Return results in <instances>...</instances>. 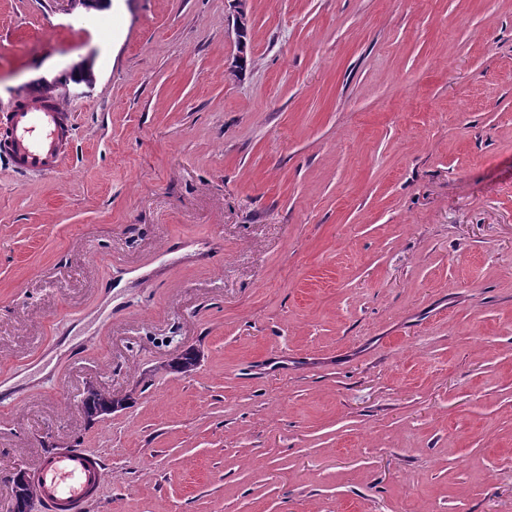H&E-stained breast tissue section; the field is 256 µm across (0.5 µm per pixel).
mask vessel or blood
<instances>
[{
	"instance_id": "obj_1",
	"label": "vessel or blood",
	"mask_w": 512,
	"mask_h": 512,
	"mask_svg": "<svg viewBox=\"0 0 512 512\" xmlns=\"http://www.w3.org/2000/svg\"><path fill=\"white\" fill-rule=\"evenodd\" d=\"M71 109L53 97H36L0 122V148L25 173L52 174L65 166L72 139ZM105 474L101 456L81 448L44 456L33 471L47 512H84Z\"/></svg>"
}]
</instances>
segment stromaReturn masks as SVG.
Here are the masks:
<instances>
[{"label": "stroma", "instance_id": "obj_1", "mask_svg": "<svg viewBox=\"0 0 512 512\" xmlns=\"http://www.w3.org/2000/svg\"><path fill=\"white\" fill-rule=\"evenodd\" d=\"M247 8L235 74L231 0H0V114L73 108L0 152V512L51 446L86 512H512V0ZM72 109L54 97H36L0 119V148L25 173L52 174L65 166ZM199 361L198 351L189 348L170 358L164 367L175 373L189 375L197 368ZM93 388L105 390L98 382H96L94 380L86 381L85 386L83 388L84 396L82 397V401H81V410L83 411V413H84L83 399L86 395V392L89 389H93ZM96 389L90 390L88 392V401H89L90 409L99 411V414L95 418L100 417L104 414H110L113 412L114 409H117V410L123 409L124 406H126V404H127V400H129V397L114 398V397H112V393H110L109 391L103 392V391H99ZM116 406H119V408H116ZM111 409H112V412H110ZM84 416L87 418V420L94 421L93 417L88 418L85 413H84Z\"/></svg>", "mask_w": 512, "mask_h": 512}]
</instances>
